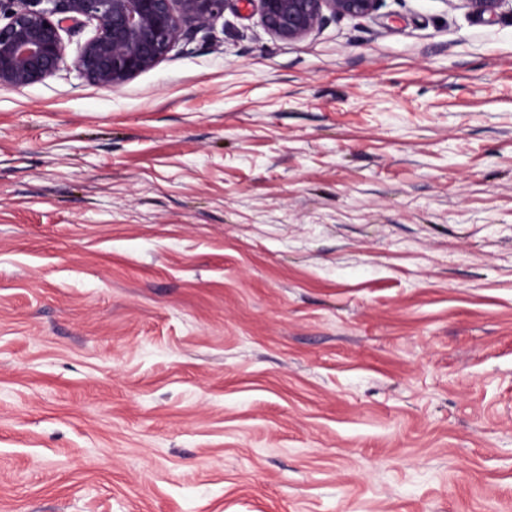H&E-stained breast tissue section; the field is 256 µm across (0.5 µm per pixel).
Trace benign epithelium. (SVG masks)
<instances>
[{"label":"benign epithelium","instance_id":"1","mask_svg":"<svg viewBox=\"0 0 512 512\" xmlns=\"http://www.w3.org/2000/svg\"><path fill=\"white\" fill-rule=\"evenodd\" d=\"M231 0H0V86L40 83L66 67L116 89L165 60L224 16ZM264 30L286 42L320 30L330 17L372 15L379 0H248ZM472 14L496 15L512 0H459ZM93 26L67 62L62 33Z\"/></svg>","mask_w":512,"mask_h":512}]
</instances>
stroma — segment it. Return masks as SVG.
I'll return each mask as SVG.
<instances>
[{
  "mask_svg": "<svg viewBox=\"0 0 512 512\" xmlns=\"http://www.w3.org/2000/svg\"><path fill=\"white\" fill-rule=\"evenodd\" d=\"M0 512H512V12L0 86Z\"/></svg>",
  "mask_w": 512,
  "mask_h": 512,
  "instance_id": "1",
  "label": "stroma"
}]
</instances>
